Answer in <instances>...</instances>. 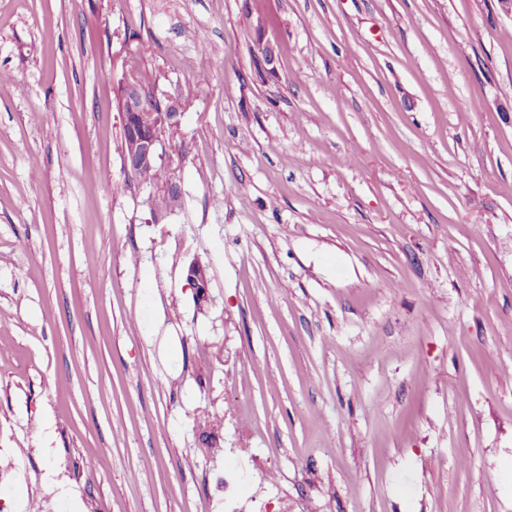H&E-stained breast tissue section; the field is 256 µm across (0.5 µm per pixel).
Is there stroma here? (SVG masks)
Instances as JSON below:
<instances>
[{
	"instance_id": "1",
	"label": "stroma",
	"mask_w": 512,
	"mask_h": 512,
	"mask_svg": "<svg viewBox=\"0 0 512 512\" xmlns=\"http://www.w3.org/2000/svg\"><path fill=\"white\" fill-rule=\"evenodd\" d=\"M1 323L0 512H512V13L0 0ZM124 95L120 107L123 124L129 129L125 155V172L135 174L146 166H165V130L180 126L182 112L171 103L160 112H143L142 95L138 83L133 79L123 85ZM132 179L139 180L146 185L153 186L155 185L157 188L160 183H169L171 182L170 174L166 168H151L145 169L137 173V175L130 176ZM162 191L166 193L169 200V207L166 210L154 212H163V211H172L180 205L181 195L179 190H175L171 187V184H167L162 188Z\"/></svg>"
}]
</instances>
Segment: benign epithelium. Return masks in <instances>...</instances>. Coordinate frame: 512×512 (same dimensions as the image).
Wrapping results in <instances>:
<instances>
[{"instance_id": "7a95c632", "label": "benign epithelium", "mask_w": 512, "mask_h": 512, "mask_svg": "<svg viewBox=\"0 0 512 512\" xmlns=\"http://www.w3.org/2000/svg\"><path fill=\"white\" fill-rule=\"evenodd\" d=\"M141 102L138 83L134 80L125 83L120 111L123 124L130 131L125 155V172L129 175L146 166L165 165V130L181 124L180 109L167 106L158 112H144ZM187 280L197 295L206 296L208 280L202 266H189Z\"/></svg>"}]
</instances>
